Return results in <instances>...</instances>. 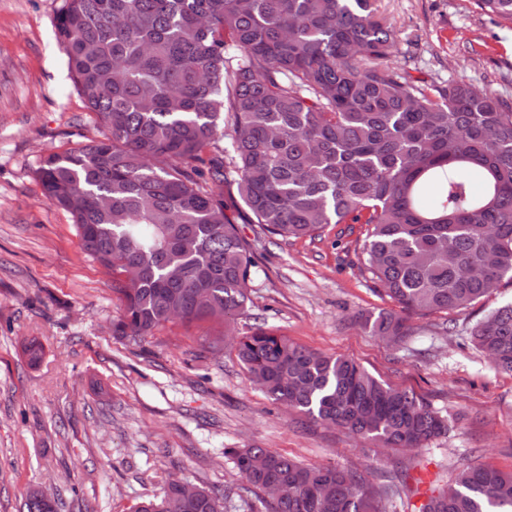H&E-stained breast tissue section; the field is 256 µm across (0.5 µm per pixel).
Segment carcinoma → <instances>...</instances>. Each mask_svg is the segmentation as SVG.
I'll list each match as a JSON object with an SVG mask.
<instances>
[{
  "instance_id": "carcinoma-1",
  "label": "carcinoma",
  "mask_w": 512,
  "mask_h": 512,
  "mask_svg": "<svg viewBox=\"0 0 512 512\" xmlns=\"http://www.w3.org/2000/svg\"><path fill=\"white\" fill-rule=\"evenodd\" d=\"M512 22V0H478ZM55 28L103 138L51 153L37 178L112 274V335L139 344L179 318L215 352L249 301L252 262L224 193L285 240L364 224L360 269L398 310L364 319L401 341L413 317L463 312L512 281V97L442 86L390 62L398 37L377 0H61ZM229 137L231 148L218 145ZM512 372V303L468 328ZM276 402L376 447L415 450L450 428L413 391L354 360L257 327L235 339ZM267 512H512V472L457 468L416 506L394 468L307 465L226 448ZM224 492L176 480L130 512H224Z\"/></svg>"
}]
</instances>
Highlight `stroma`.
I'll return each mask as SVG.
<instances>
[{"mask_svg": "<svg viewBox=\"0 0 512 512\" xmlns=\"http://www.w3.org/2000/svg\"><path fill=\"white\" fill-rule=\"evenodd\" d=\"M60 4L0 0V512H20L35 489L58 512H127L172 477L223 489L224 512H266L224 456L250 445L353 467L373 483L398 461L427 483L448 482L462 464L512 472V373L467 339L471 323L512 303L510 281L467 312L414 320L411 336L389 344L359 325L393 304L355 266L353 234L331 224L285 242L238 213L257 272L236 333L276 327L450 414L448 434L415 451L380 453L274 403L233 349L211 352L205 328L170 324L139 345L113 337L112 277L36 178L44 156L104 132L74 88L53 25ZM381 9L398 31L393 65L412 55L416 77L512 95V24L477 0ZM31 339L44 346L35 365L23 353Z\"/></svg>", "mask_w": 512, "mask_h": 512, "instance_id": "stroma-1", "label": "stroma"}]
</instances>
